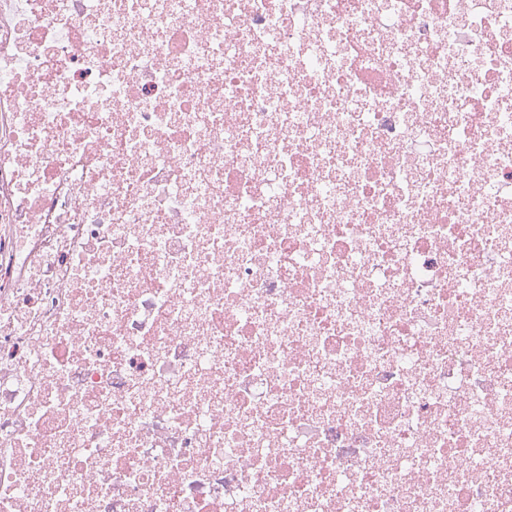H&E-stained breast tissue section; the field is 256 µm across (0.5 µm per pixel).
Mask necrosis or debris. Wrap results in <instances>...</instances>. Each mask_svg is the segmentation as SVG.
<instances>
[{"instance_id": "4bbe7bcc", "label": "necrosis or debris", "mask_w": 512, "mask_h": 512, "mask_svg": "<svg viewBox=\"0 0 512 512\" xmlns=\"http://www.w3.org/2000/svg\"><path fill=\"white\" fill-rule=\"evenodd\" d=\"M0 512H512V0H0Z\"/></svg>"}]
</instances>
